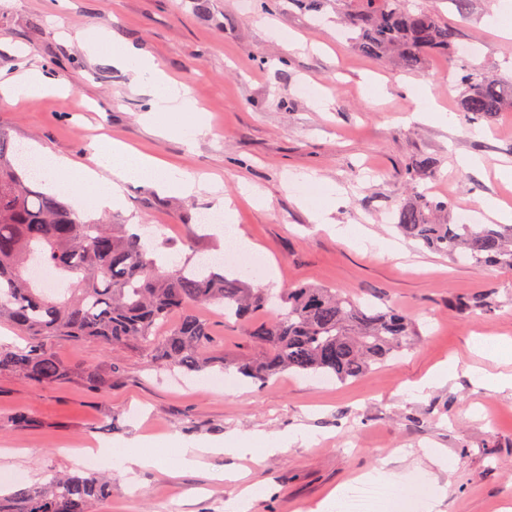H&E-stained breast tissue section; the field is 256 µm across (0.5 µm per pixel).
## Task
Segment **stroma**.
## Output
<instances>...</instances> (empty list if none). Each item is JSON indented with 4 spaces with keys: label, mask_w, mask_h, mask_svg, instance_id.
<instances>
[{
    "label": "stroma",
    "mask_w": 512,
    "mask_h": 512,
    "mask_svg": "<svg viewBox=\"0 0 512 512\" xmlns=\"http://www.w3.org/2000/svg\"><path fill=\"white\" fill-rule=\"evenodd\" d=\"M471 45L470 63L512 81V39L485 19L512 22V0H422ZM348 0L322 12L299 0H0V80L21 65L41 68L68 85V96L0 104V127L17 143H35L88 164L100 136L198 175L219 177L223 195L236 198V227L249 252L266 264L262 287L279 292L297 283L335 288L363 301L383 300L412 316L419 338L373 373L344 383L283 373L268 384L225 387V374L189 379L152 366L130 347L110 350L95 340L51 344L78 366L121 363L106 392L78 381L41 388L0 373V419L27 410L34 429H0V476L27 485L77 471L68 450L132 445L155 435L187 445L221 442L247 434L309 438L268 455L250 475L261 483L249 512H314L338 486L375 469L397 486L414 480L444 486L440 512H503L512 506V391L476 387L467 368L490 373L503 364L474 348L484 338L512 339V272L477 268L417 249L391 224L413 191L434 188L449 203L440 220L457 221L469 209L478 224L482 204L512 188V112L475 126L458 119L456 86L448 82L446 57L432 55L412 70L385 66L357 50L345 35ZM105 33L113 44L150 52L170 77L186 82L210 127L186 144L148 131L143 114L149 96L112 64L110 46L88 51L89 36ZM386 94L373 95L372 80ZM428 86L451 123L413 121L409 85ZM312 94H304L303 86ZM475 154L484 169L457 164ZM431 157L437 175L408 182L412 161ZM263 191L269 205L240 199L242 184ZM341 199L335 223L402 244L392 258L379 247L361 249L313 224L308 204L327 188ZM123 209L106 211L116 224H147L155 243L170 252L223 258L221 240L200 229L215 199L202 191L171 196L144 182L126 186ZM490 296L495 307L461 314L462 298ZM457 366L445 385L417 393L416 385L439 367ZM118 428L109 432L107 421ZM432 450L448 460L439 468ZM244 459L210 455L200 467L175 469L168 461L136 473L114 470L112 495L100 512H225L239 493L222 473L242 470Z\"/></svg>",
    "instance_id": "35a3bbf8"
}]
</instances>
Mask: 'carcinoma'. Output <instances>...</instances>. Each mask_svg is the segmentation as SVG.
Segmentation results:
<instances>
[{
	"label": "carcinoma",
	"instance_id": "cac0c4a2",
	"mask_svg": "<svg viewBox=\"0 0 512 512\" xmlns=\"http://www.w3.org/2000/svg\"><path fill=\"white\" fill-rule=\"evenodd\" d=\"M347 14L362 52L406 69L425 55L454 58L456 31L427 8L407 0H353ZM459 111L471 122L512 108V90L483 68L457 65ZM425 157L408 167L435 173ZM448 203L418 194L398 211L395 227L408 240L444 257L465 254L477 266L512 270L511 224H436ZM144 235L124 224L84 221L57 196L41 190L0 128V322L28 337L23 347L0 346V370L41 387L80 379L91 390L112 389L120 370L74 367L46 343L61 336L73 346L88 338L108 348L133 346L147 361L205 375L232 366L262 385L283 372L346 382L361 378L410 347L414 322L407 314L339 291L298 284L275 294L208 261L158 264ZM53 268L67 282L48 293L31 265ZM219 306L224 320L245 327L240 353L226 362L213 353L211 325L197 307ZM179 320L165 333L158 328ZM36 416L18 411L0 427H34ZM112 495V474L96 469L55 476L40 487L0 494V512H94Z\"/></svg>",
	"mask_w": 512,
	"mask_h": 512
}]
</instances>
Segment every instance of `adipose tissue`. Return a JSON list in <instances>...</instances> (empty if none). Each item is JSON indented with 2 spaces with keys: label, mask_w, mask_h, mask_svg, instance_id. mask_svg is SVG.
Listing matches in <instances>:
<instances>
[{
  "label": "adipose tissue",
  "mask_w": 512,
  "mask_h": 512,
  "mask_svg": "<svg viewBox=\"0 0 512 512\" xmlns=\"http://www.w3.org/2000/svg\"><path fill=\"white\" fill-rule=\"evenodd\" d=\"M116 67L130 72L134 81H147L149 107L144 119L165 137L184 136L194 140L205 131V122L195 100L184 84L169 80L158 68L154 57L143 50L119 48L112 53ZM54 81L38 69L24 71L19 76L0 82V102L39 98L56 92ZM73 175L71 195L77 208L94 206L97 210H119L125 205V184L146 180L160 193L189 196L203 188V180L167 166L152 156L129 149L125 144L101 138L89 165L74 171L72 161L65 156L52 157L47 166L48 181ZM302 432L288 436L250 435L233 437L224 444H200L191 447L160 446L138 442L123 448H99L96 460L105 467H121L132 472L155 466L160 458H168L174 467L188 469L201 465L205 456L227 454L240 458L273 454L284 444L302 439Z\"/></svg>",
  "instance_id": "1"
}]
</instances>
